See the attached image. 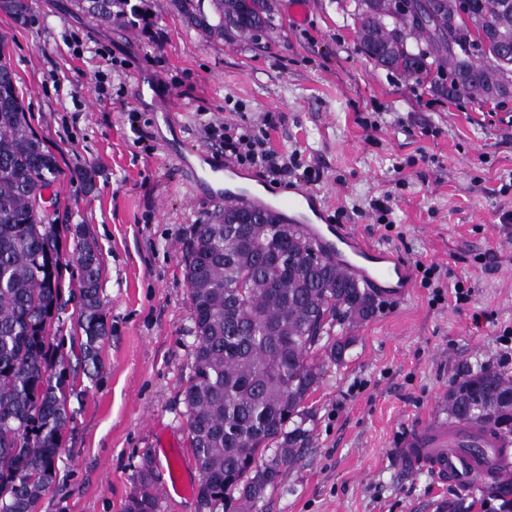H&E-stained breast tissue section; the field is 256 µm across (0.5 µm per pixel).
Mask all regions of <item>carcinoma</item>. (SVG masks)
<instances>
[{
  "label": "carcinoma",
  "instance_id": "cac0c4a2",
  "mask_svg": "<svg viewBox=\"0 0 512 512\" xmlns=\"http://www.w3.org/2000/svg\"><path fill=\"white\" fill-rule=\"evenodd\" d=\"M131 0H74L108 24L126 21ZM184 23L209 40L259 43L276 23L274 0H169ZM451 0H424L423 21L392 0H336L350 18L357 50L450 101L502 103L480 72H512V0H469V15L499 39L471 57L470 32L448 44ZM23 28L29 0H0ZM13 31L0 30V512H38L74 420L77 387L51 334L62 310L61 236L44 191L63 175L33 132L8 57ZM242 213L252 222L237 227ZM80 269L77 365L92 379L109 335L100 297L95 243L75 227ZM193 309L191 374L183 387L188 436L201 474L198 500L213 510L228 501L257 512L266 491L307 440L298 418L328 364L344 361L353 337L335 326L370 317L374 298L339 263L319 253L292 224L269 212L224 206L193 226L184 251ZM448 417L512 441V377L484 366L448 391ZM159 476L144 457L124 512H158Z\"/></svg>",
  "mask_w": 512,
  "mask_h": 512
}]
</instances>
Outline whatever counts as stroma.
<instances>
[{
  "instance_id": "stroma-1",
  "label": "stroma",
  "mask_w": 512,
  "mask_h": 512,
  "mask_svg": "<svg viewBox=\"0 0 512 512\" xmlns=\"http://www.w3.org/2000/svg\"><path fill=\"white\" fill-rule=\"evenodd\" d=\"M295 24L275 0L277 29L253 45L204 39L168 0H141L148 30L106 25L73 0H30L31 22L14 29L11 64L33 131L67 176L45 192L55 223L81 225L96 241L109 335L102 368L72 400L57 475L39 512H123L143 457L162 484L169 440L199 483L182 388L190 374L193 310L183 253L191 228L215 205L190 188L172 147L220 153L206 130L268 120L272 146L297 158L289 183L244 168L245 189L282 193L312 182L331 223L347 224L408 262L438 264L436 289L405 300L379 297L372 316L343 325L354 337L340 365L326 367L306 401L305 448L268 488L259 512H483L500 506L427 471L400 469L406 427L445 415L448 390L501 360L512 329V101L451 102L356 49L334 0H308ZM164 100L175 114L154 111ZM153 147L145 153L127 115ZM95 171L93 187L72 179ZM391 191V224L372 207ZM471 288L455 303L456 283Z\"/></svg>"
}]
</instances>
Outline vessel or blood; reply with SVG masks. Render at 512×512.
<instances>
[{
	"label": "vessel or blood",
	"instance_id": "vessel-or-blood-1",
	"mask_svg": "<svg viewBox=\"0 0 512 512\" xmlns=\"http://www.w3.org/2000/svg\"><path fill=\"white\" fill-rule=\"evenodd\" d=\"M172 158L185 171L190 186L205 190L213 200L265 210L295 224L317 250L339 255L344 270L373 292L395 301L406 298L411 284L408 267L388 250L365 243L347 227L321 225L322 209L307 188H292L270 201L246 189H229V182L235 181L239 172L223 159L204 158L194 165L180 152L173 153ZM467 445L474 448V455L461 456L459 447ZM500 446L499 438L476 427L434 419L403 434L398 459L409 470L422 468L441 482L472 490L487 484L486 462Z\"/></svg>",
	"mask_w": 512,
	"mask_h": 512
}]
</instances>
